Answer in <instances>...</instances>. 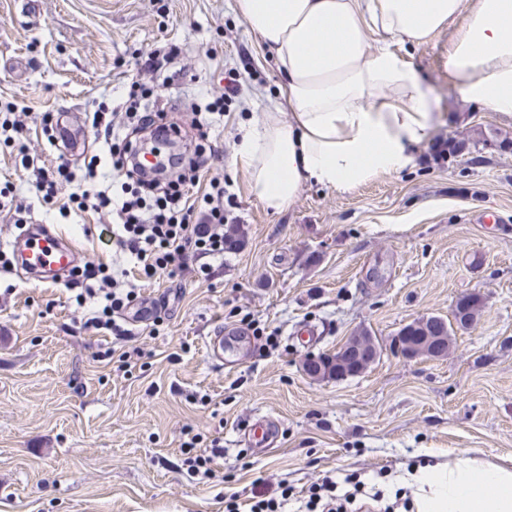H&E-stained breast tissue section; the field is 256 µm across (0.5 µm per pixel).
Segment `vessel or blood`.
Segmentation results:
<instances>
[{
    "label": "vessel or blood",
    "mask_w": 512,
    "mask_h": 512,
    "mask_svg": "<svg viewBox=\"0 0 512 512\" xmlns=\"http://www.w3.org/2000/svg\"><path fill=\"white\" fill-rule=\"evenodd\" d=\"M52 136L73 156L84 155L90 147L89 129L75 113L56 120ZM9 250L18 270L36 275L39 282L49 284L66 281L70 271L82 265L84 259L82 251L47 224L25 225L10 240Z\"/></svg>",
    "instance_id": "b4317fda"
}]
</instances>
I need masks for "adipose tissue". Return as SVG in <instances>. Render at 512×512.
<instances>
[{
  "label": "adipose tissue",
  "mask_w": 512,
  "mask_h": 512,
  "mask_svg": "<svg viewBox=\"0 0 512 512\" xmlns=\"http://www.w3.org/2000/svg\"><path fill=\"white\" fill-rule=\"evenodd\" d=\"M287 83L275 111L249 128L235 161L266 207L309 183L345 190L411 166L433 123L418 73L378 33L419 47L458 14L448 54L462 99L512 114V0H238ZM415 512H512V459L472 455L414 467Z\"/></svg>",
  "instance_id": "1"
}]
</instances>
